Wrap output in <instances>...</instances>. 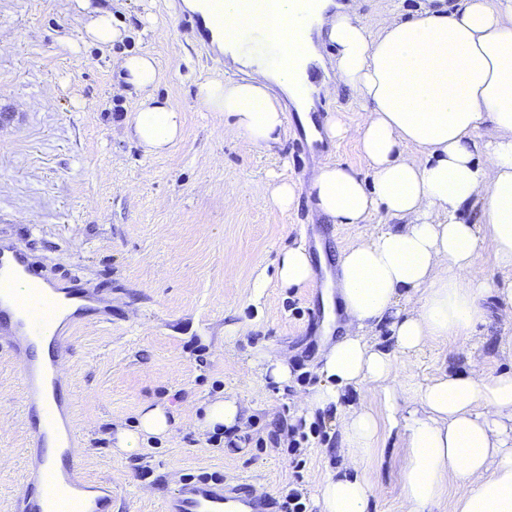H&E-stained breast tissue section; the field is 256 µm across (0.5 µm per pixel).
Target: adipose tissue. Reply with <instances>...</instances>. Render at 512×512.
<instances>
[{
  "mask_svg": "<svg viewBox=\"0 0 512 512\" xmlns=\"http://www.w3.org/2000/svg\"><path fill=\"white\" fill-rule=\"evenodd\" d=\"M239 12L223 0H184L210 23L216 9L224 26L212 30L215 51L224 33L247 27L255 37L280 39L276 21L261 6ZM305 21L296 44L314 54L318 43L336 46V83L324 95L350 90L365 118L357 128L332 119L331 140L355 136L369 162L368 174L338 162L326 164L308 197L331 224L383 228L340 252L342 335L326 354L321 384L306 399L309 411L339 401L342 388L378 390L384 413L362 406L342 419L343 467L320 490L321 512H369L375 495L372 453L387 429H400L406 452L399 461L406 512H436L453 497L455 512H512V370L497 375L444 374L411 392L400 362L438 338H466L484 323L483 298L491 291L476 272L483 237L494 246L498 270L512 273V0H454L423 7L411 16H388L378 31L329 0H287ZM247 78L199 83L201 111L219 112L232 134L273 150L285 137L281 96L303 103L305 69L272 70L266 54L239 44L233 55ZM125 93L141 96L133 134L149 153L165 151L182 134L183 116L168 101L149 95L158 79L147 52L116 59ZM279 86L281 96L270 92ZM424 156H406L407 147ZM480 199L479 224L464 223L461 210ZM282 287L309 283L314 269L300 245L283 250L276 267ZM391 347L369 339L380 326ZM165 409H146L135 429L118 430L124 451L165 435Z\"/></svg>",
  "mask_w": 512,
  "mask_h": 512,
  "instance_id": "obj_1",
  "label": "adipose tissue"
}]
</instances>
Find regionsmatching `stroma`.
<instances>
[{
	"mask_svg": "<svg viewBox=\"0 0 512 512\" xmlns=\"http://www.w3.org/2000/svg\"><path fill=\"white\" fill-rule=\"evenodd\" d=\"M112 10L122 41L85 42L76 0H0V238L24 246L45 273L68 275L112 300V321L71 338L67 375L81 435V471L112 485V512H159L180 478L217 474L253 481L282 497L293 480L288 432L310 435L302 472L309 496L341 468L340 425L349 411H382L381 395L345 388L337 412L307 415L336 332L309 335L312 286L280 287V251L305 244L318 223L309 204L282 212L267 202L279 179L298 183V145L256 148L199 111L198 83L228 79L232 65L197 29H184L182 0H92ZM166 28L155 38L153 27ZM151 53L154 93L184 112L181 138L150 155L132 119L139 95L117 90L114 61ZM477 271L493 289L485 323L468 339L431 342L402 372L413 387L443 373L495 374L512 368L499 337L512 335V300L484 239ZM259 354L288 359L291 378L261 376ZM236 397L234 432L203 430L210 401ZM18 365L0 351V512H14L24 480L29 431ZM147 405L166 408L171 429L131 453L117 452V428H133ZM398 431L373 457L371 512H405L396 459Z\"/></svg>",
	"mask_w": 512,
	"mask_h": 512,
	"instance_id": "stroma-1",
	"label": "stroma"
}]
</instances>
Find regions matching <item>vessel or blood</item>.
Listing matches in <instances>:
<instances>
[{
	"mask_svg": "<svg viewBox=\"0 0 512 512\" xmlns=\"http://www.w3.org/2000/svg\"><path fill=\"white\" fill-rule=\"evenodd\" d=\"M289 121L301 140L299 161L320 153L321 130L314 112L293 111ZM112 321V304L97 289L66 277L39 272L24 249L0 239V345L19 365L23 412L34 420L26 450V490L16 512H63L76 502L79 512H112V486L85 479L78 470L79 442L70 419L73 392L65 355L86 321ZM275 502L256 495L247 481L198 477L180 480L161 503V512H274Z\"/></svg>",
	"mask_w": 512,
	"mask_h": 512,
	"instance_id": "obj_1",
	"label": "vessel or blood"
}]
</instances>
